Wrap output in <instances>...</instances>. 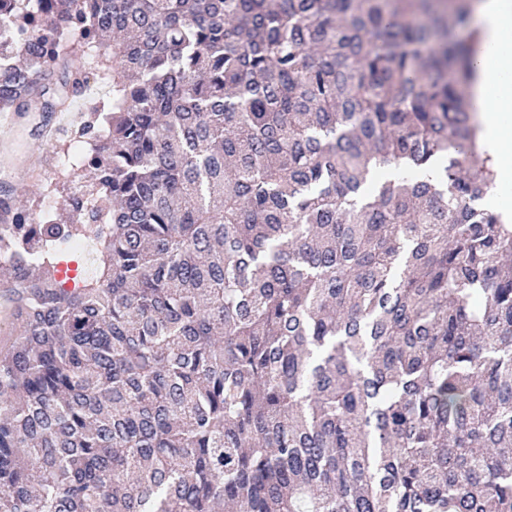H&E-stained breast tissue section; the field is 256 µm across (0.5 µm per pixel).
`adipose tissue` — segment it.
Returning <instances> with one entry per match:
<instances>
[{
    "instance_id": "adipose-tissue-1",
    "label": "adipose tissue",
    "mask_w": 512,
    "mask_h": 512,
    "mask_svg": "<svg viewBox=\"0 0 512 512\" xmlns=\"http://www.w3.org/2000/svg\"><path fill=\"white\" fill-rule=\"evenodd\" d=\"M478 56L468 93L479 105L481 145L512 177V0H474Z\"/></svg>"
}]
</instances>
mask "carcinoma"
Returning a JSON list of instances; mask_svg holds the SVG:
<instances>
[{
	"label": "carcinoma",
	"instance_id": "obj_1",
	"mask_svg": "<svg viewBox=\"0 0 512 512\" xmlns=\"http://www.w3.org/2000/svg\"><path fill=\"white\" fill-rule=\"evenodd\" d=\"M437 2L0 0V112L112 87L60 206L0 183V512H512V224Z\"/></svg>",
	"mask_w": 512,
	"mask_h": 512
}]
</instances>
